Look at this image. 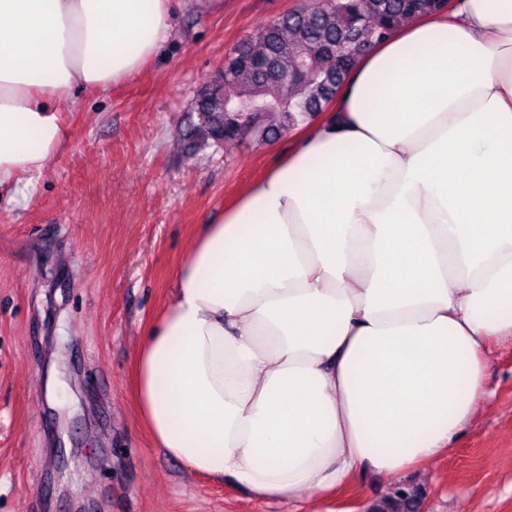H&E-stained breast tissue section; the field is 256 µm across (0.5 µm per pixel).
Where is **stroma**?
Segmentation results:
<instances>
[{
    "mask_svg": "<svg viewBox=\"0 0 512 512\" xmlns=\"http://www.w3.org/2000/svg\"><path fill=\"white\" fill-rule=\"evenodd\" d=\"M314 0H224L178 14L136 80L76 89L65 147L28 188L0 189V512H303L190 473L156 448L133 396L134 353L169 302L175 269L286 138L185 150L181 130L225 53ZM62 383L50 399L40 379ZM488 398L420 486L425 512H512V339L486 364ZM395 481L364 474L326 512H360Z\"/></svg>",
    "mask_w": 512,
    "mask_h": 512,
    "instance_id": "1",
    "label": "stroma"
}]
</instances>
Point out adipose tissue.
I'll use <instances>...</instances> for the list:
<instances>
[{"instance_id": "obj_1", "label": "adipose tissue", "mask_w": 512, "mask_h": 512, "mask_svg": "<svg viewBox=\"0 0 512 512\" xmlns=\"http://www.w3.org/2000/svg\"><path fill=\"white\" fill-rule=\"evenodd\" d=\"M0 0V186L42 173L75 90L138 78L178 6ZM135 355L153 444L308 512L448 454L512 337V0L363 52L326 115L203 225Z\"/></svg>"}]
</instances>
